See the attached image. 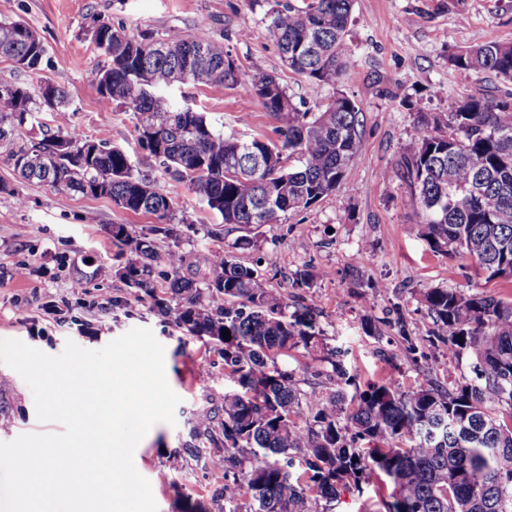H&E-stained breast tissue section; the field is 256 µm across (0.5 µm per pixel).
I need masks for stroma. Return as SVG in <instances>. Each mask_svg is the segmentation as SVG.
<instances>
[{"mask_svg":"<svg viewBox=\"0 0 512 512\" xmlns=\"http://www.w3.org/2000/svg\"><path fill=\"white\" fill-rule=\"evenodd\" d=\"M269 8L268 0H0V22L30 25L49 60L34 74L0 58V83L22 85L35 101L48 78L67 91L60 111L37 113L33 124L15 130L13 142L75 129L137 153L135 116L101 97L94 82L108 63L90 33L95 16L163 40H223L242 69L278 76L302 110L317 109L342 91L362 112L365 151L335 194L277 224H228L222 237L213 238L207 230L219 216L188 182L158 165L146 170V178L187 221L174 225L171 236L156 235L157 248L179 247L188 277L203 271L212 253L234 252L263 275L289 309L314 312L325 343L348 350L347 363L360 382L388 376L405 388L429 382L446 387L472 378L471 359L449 358L447 350L426 343L417 361L396 368L386 360L402 345L393 326L397 317H404L411 330L430 325L421 302L426 289L512 297V283L486 282L470 259L434 253L418 237L413 229L418 206L396 170L422 119H446L461 96L476 88L496 97L512 94V83L495 74L448 64L451 54L477 43L512 42V0H354L346 37L354 64L336 89L283 66L264 19ZM164 94L205 113L221 131L245 139L273 135L274 120L243 90L215 95L174 85ZM11 144L0 141V339L57 355L69 340L98 349L130 329H151L165 348L166 377L180 398L175 424L154 425L134 452L158 512H191L198 503L206 512H245L247 497L231 499L224 491L223 449L194 437L199 418L236 387L218 346L157 315L150 298L137 296L119 276L95 274L97 263L121 264L114 256L112 225L139 232L155 225V218L127 212L106 198L22 180L8 161ZM243 238L251 241L244 249L238 246ZM21 264L27 275L18 278L14 269ZM306 271L315 275L308 286L300 281ZM369 319L380 335L365 332ZM60 430L59 424L37 419L30 388L0 364V442Z\"/></svg>","mask_w":512,"mask_h":512,"instance_id":"obj_1","label":"stroma"}]
</instances>
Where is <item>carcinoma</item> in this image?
I'll list each match as a JSON object with an SVG mask.
<instances>
[{
	"label": "carcinoma",
	"instance_id": "obj_1",
	"mask_svg": "<svg viewBox=\"0 0 512 512\" xmlns=\"http://www.w3.org/2000/svg\"><path fill=\"white\" fill-rule=\"evenodd\" d=\"M352 11L353 0H275L266 17L284 65L312 83L340 84L352 65L346 42ZM93 22L101 34L97 47L110 59L94 82L101 96L136 117L137 164L125 150L76 130L17 145L9 160L26 181L108 198L159 221L138 235L112 225V243L128 255L118 274L153 300L154 312L222 345L224 369L238 389L224 393V405L199 424L198 434L224 449L230 491L247 496L254 512H316L341 489L361 496L371 483L388 482L392 501H380L384 512H512L511 300L429 289L422 301L432 323L425 331H408L400 318L394 323L402 354L411 357L420 341L445 346L450 358H473L474 380L440 389L382 378L360 390L344 351L324 344L311 310L286 313L281 297L233 254L215 253L196 282L182 276L178 248L157 249L155 236L173 233L175 209L135 167L162 164L188 181L222 219L209 230L214 237L225 224H276L335 193L363 156L356 103L336 93L318 111H302L275 76L242 70L220 39L170 43L137 37L104 18ZM170 44L179 52L161 50ZM46 54L28 25L0 23V57L38 72ZM448 64L512 81V43L483 42L450 55ZM186 65L192 86L243 89L278 123L276 138L226 134L203 113L159 94ZM9 88L0 92V141L67 98L61 84L50 106L33 102L19 85ZM58 140L71 146L61 176L48 168ZM402 178L419 204L418 234L433 252L469 258L488 281H512V95L472 91L445 123L423 121ZM160 264L167 268L161 294L153 280ZM299 348L331 366L329 388L303 390L294 372L277 366Z\"/></svg>",
	"mask_w": 512,
	"mask_h": 512
}]
</instances>
